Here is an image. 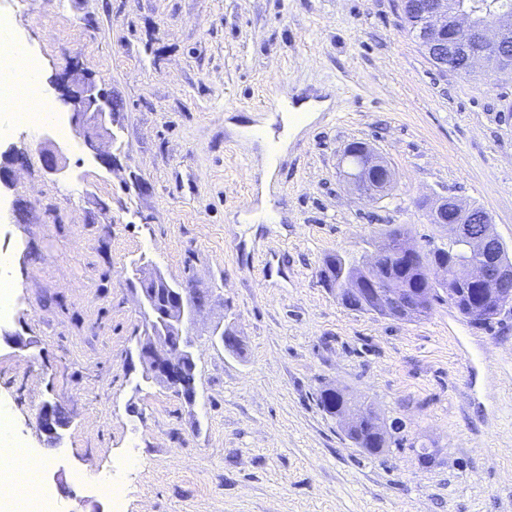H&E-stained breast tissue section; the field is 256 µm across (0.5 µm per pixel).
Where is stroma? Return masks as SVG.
<instances>
[{
    "mask_svg": "<svg viewBox=\"0 0 512 512\" xmlns=\"http://www.w3.org/2000/svg\"><path fill=\"white\" fill-rule=\"evenodd\" d=\"M36 57L41 91L71 114L74 66L121 106L102 166L74 129L14 126L23 152L0 186V253L13 313L0 320V410L43 460L58 512H113L90 483L121 465L124 512H512V304L491 326L441 301L398 321L344 307L326 255H361L390 229L448 241L426 206L485 209L512 252V76L443 73L397 0H0ZM323 102L260 202V150L227 127L264 122L287 95ZM391 167L386 196L358 198L346 144ZM62 152L47 173L44 146ZM210 289L190 335L196 398L144 381L137 270ZM242 340L213 343L215 326ZM372 403L402 444L356 448L321 390ZM56 404L60 444L36 418Z\"/></svg>",
    "mask_w": 512,
    "mask_h": 512,
    "instance_id": "obj_1",
    "label": "stroma"
}]
</instances>
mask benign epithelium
<instances>
[{
	"label": "benign epithelium",
	"mask_w": 512,
	"mask_h": 512,
	"mask_svg": "<svg viewBox=\"0 0 512 512\" xmlns=\"http://www.w3.org/2000/svg\"><path fill=\"white\" fill-rule=\"evenodd\" d=\"M404 27L411 31L419 48L439 70L448 71L444 58L454 53L464 56L466 69H483L490 56L505 59L503 53L512 48V10L500 0H457L448 8L447 0H406L398 4ZM64 101L71 104L72 123L82 135L85 146L103 165L110 166L112 155L101 146L108 133L113 113L118 108L103 91V83L92 76L73 69L63 83ZM362 161L351 168L347 177L353 191L362 199L370 200L386 192L394 182L390 166L379 156L360 144ZM23 160V155L10 148L0 152V183L11 181L12 166ZM43 167L52 175L63 172L61 153L54 147L42 153ZM439 223L448 224L454 233L475 244L482 256L455 268L457 286L471 285L490 289L489 294L469 308L473 318H483L486 312L512 302V267L500 262L501 241L492 231V218L484 209L469 208L455 196L439 200L434 208ZM392 252L378 248L366 257L365 265L372 270L386 266ZM140 287L132 289L144 310L149 324L137 344V355L144 367L143 379L152 380L169 389L184 384V357L194 359L189 351L188 334L202 312L205 301H192L181 293L172 301L156 307V295L167 284L157 270L139 279ZM352 291L371 304L399 315L414 313L426 304V299L414 298L395 280L381 282L376 278L351 281ZM66 418L59 408L50 403L41 406L37 416L40 433L52 441L60 439V430L66 428Z\"/></svg>",
	"instance_id": "1"
}]
</instances>
